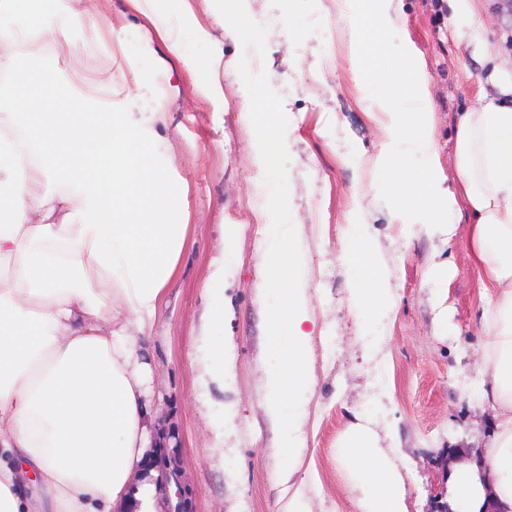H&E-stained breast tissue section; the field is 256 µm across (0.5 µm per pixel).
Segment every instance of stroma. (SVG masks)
<instances>
[{"instance_id":"35a3bbf8","label":"stroma","mask_w":512,"mask_h":512,"mask_svg":"<svg viewBox=\"0 0 512 512\" xmlns=\"http://www.w3.org/2000/svg\"><path fill=\"white\" fill-rule=\"evenodd\" d=\"M100 14L103 26L75 29L54 48L62 80L108 88L114 109L145 126L171 180L186 192L189 246L158 310L132 327L148 364L155 427L176 432L192 512H361L359 475L343 442L362 424L401 473L409 512H430L448 492V471L474 459L495 430V411L475 383L490 367L480 317L483 290L471 263L470 226L442 244L417 224H392L374 190L373 159L384 117L362 83L384 96L393 64L410 49L425 66L434 137L446 183H455L459 113L493 99L512 104V14L500 0H473L459 18L451 0H402L397 29L380 36L369 71L352 63V34L339 0H237L269 83L288 118L289 204L306 258L311 336L309 387L297 449L282 466L279 427L266 411V301L262 234L267 201L256 183L254 136L242 119L246 87L221 72L225 107L212 111L162 46L147 48L144 20L126 0H49V22L67 8ZM364 156L351 164L354 147ZM362 201L364 248L383 269L395 305L374 314L352 303L347 216ZM234 225L225 243L226 225ZM234 264L213 277L225 252ZM223 315L233 345L230 376L211 379L201 350Z\"/></svg>"}]
</instances>
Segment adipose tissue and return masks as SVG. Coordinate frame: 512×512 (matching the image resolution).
I'll return each instance as SVG.
<instances>
[{
  "label": "adipose tissue",
  "mask_w": 512,
  "mask_h": 512,
  "mask_svg": "<svg viewBox=\"0 0 512 512\" xmlns=\"http://www.w3.org/2000/svg\"><path fill=\"white\" fill-rule=\"evenodd\" d=\"M146 20L147 41H159L200 96L224 109L221 51L202 59L186 39L209 41L191 0H181L186 26L176 33L153 0H128ZM402 0H343L354 34L353 60L364 67L377 52L373 32L394 29ZM44 0H0V512H29L20 491L30 483L50 512H114L136 497L151 512L154 488L131 489L152 442L147 425V362L126 321L152 319L189 242L183 190L157 160L147 130L129 113L94 107L91 91L58 98L52 57L39 41L67 43L77 27L100 16L71 11L66 22H40ZM404 82L377 107L387 117L374 159L375 190L392 203V223H407V197L426 192L427 233L453 238L460 210L472 221L469 255L483 288L488 343L496 355L478 394L498 406L499 432L481 463L455 466L452 507L480 512L493 498L512 512V105L486 101L462 113L456 128L459 183L445 187L438 169L427 80L405 53L396 63ZM210 77L199 80L202 71ZM58 99L60 111L48 102ZM417 116L406 134L401 109ZM353 244L345 262L357 308L390 312L391 288L361 244L360 208L348 216ZM114 328L102 329L104 319ZM345 445L374 486L362 512H408L400 472L379 454L362 425ZM495 479L479 482L481 467Z\"/></svg>",
  "instance_id": "1"
}]
</instances>
